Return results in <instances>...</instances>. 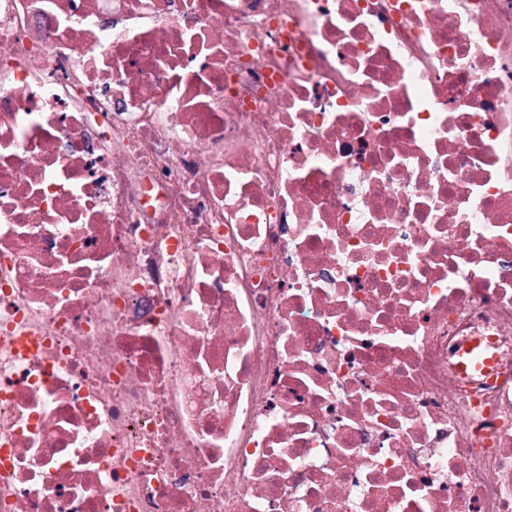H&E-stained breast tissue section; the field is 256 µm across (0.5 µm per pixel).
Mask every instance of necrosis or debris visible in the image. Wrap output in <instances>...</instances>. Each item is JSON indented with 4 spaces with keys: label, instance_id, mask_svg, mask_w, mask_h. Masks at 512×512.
Instances as JSON below:
<instances>
[{
    "label": "necrosis or debris",
    "instance_id": "obj_1",
    "mask_svg": "<svg viewBox=\"0 0 512 512\" xmlns=\"http://www.w3.org/2000/svg\"><path fill=\"white\" fill-rule=\"evenodd\" d=\"M0 512H512V0H0Z\"/></svg>",
    "mask_w": 512,
    "mask_h": 512
}]
</instances>
